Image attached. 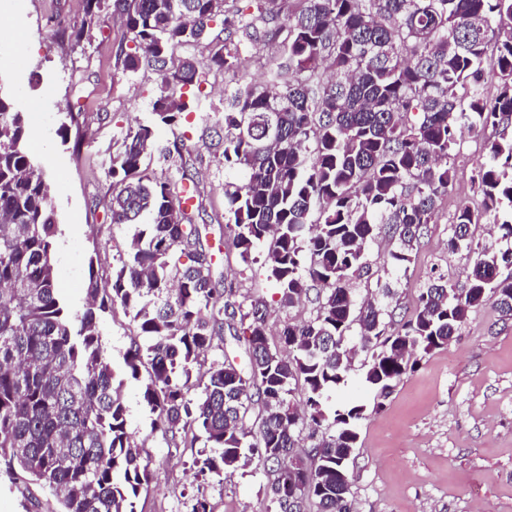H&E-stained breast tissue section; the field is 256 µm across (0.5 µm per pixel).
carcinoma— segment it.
Returning a JSON list of instances; mask_svg holds the SVG:
<instances>
[{"instance_id": "obj_1", "label": "carcinoma", "mask_w": 512, "mask_h": 512, "mask_svg": "<svg viewBox=\"0 0 512 512\" xmlns=\"http://www.w3.org/2000/svg\"><path fill=\"white\" fill-rule=\"evenodd\" d=\"M86 2L75 45L101 7ZM246 2L230 11L226 0H112L134 43L124 70L146 59L159 83L151 120L126 131L108 171L112 223L138 229L110 274L89 260L80 311L57 287L59 224L30 151V115L0 90V482L50 492L56 512H136L152 472L127 430L122 387L143 368L153 429L203 439L202 474L221 482L255 462L275 512H304L313 498L320 512H356L348 463L367 408L335 398L352 370L349 337L369 354L359 385L380 399L418 364L413 355L448 345L471 309L491 300L512 319V247L480 243L472 230L488 216L512 241V0ZM217 22L224 48L211 63L239 75L219 143L224 168L243 173L224 183L226 247L247 266L264 264L280 310L316 291L314 314L284 323L276 343L271 304L240 301L214 277L182 205V181L193 177L180 168V181L161 180L146 165L158 129L187 120L198 87L194 62L175 53ZM259 36L272 48L262 83L242 74L239 54ZM465 125L501 128L476 171L482 211L461 207L450 224L448 250L471 256L466 281L430 276L396 321L385 300L434 223ZM383 235L396 242L388 281L376 280L381 299L360 302L355 284L373 276L367 252ZM117 305L146 339L128 348L120 374L101 331ZM225 326L246 345L245 369L227 358L205 364Z\"/></svg>"}]
</instances>
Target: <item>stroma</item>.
Returning a JSON list of instances; mask_svg holds the SVG:
<instances>
[{"label": "stroma", "instance_id": "1", "mask_svg": "<svg viewBox=\"0 0 512 512\" xmlns=\"http://www.w3.org/2000/svg\"><path fill=\"white\" fill-rule=\"evenodd\" d=\"M85 6V0H0V86L30 112L37 132L33 148L50 181L60 229L57 283L74 310L84 303L89 262L110 273L135 231L112 223L107 172L128 127L149 120L158 83L150 64L124 71L120 58L132 43L111 9H103L80 48L58 34L56 17L80 26ZM213 49L207 41L179 48L178 57L195 61L199 88L187 122L163 128L159 143L181 141L187 166L198 175L194 218L215 275L234 283L239 294L268 299L273 290L261 264L243 270L238 256L219 244L224 184L237 176L225 170L210 131L223 126L224 90L236 79L210 66ZM67 112L79 113L82 123L75 147L56 135ZM496 135L491 126L478 134L461 129L454 179L391 302L397 315L409 314L432 273L456 286L465 281L470 258L466 251H449L448 222L461 206L481 209L471 178L485 140ZM102 331L114 368L122 369L137 339L135 324L117 306L105 315ZM142 387L128 380L123 389L129 430L153 472L136 512H185L184 502L197 496L207 500L210 512H272L261 469L239 470L221 481L198 474L193 461L202 444L177 447L155 431ZM349 468L358 512H512V320H502L492 303H484L447 346L423 355L417 369L361 421Z\"/></svg>", "mask_w": 512, "mask_h": 512}]
</instances>
